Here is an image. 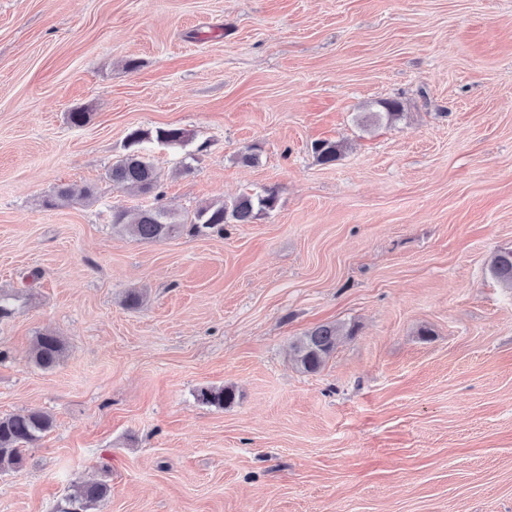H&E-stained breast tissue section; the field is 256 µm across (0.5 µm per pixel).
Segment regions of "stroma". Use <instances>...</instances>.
<instances>
[{
    "label": "stroma",
    "mask_w": 512,
    "mask_h": 512,
    "mask_svg": "<svg viewBox=\"0 0 512 512\" xmlns=\"http://www.w3.org/2000/svg\"><path fill=\"white\" fill-rule=\"evenodd\" d=\"M386 99L404 118L366 120ZM158 127L189 135L149 145L158 194L114 187ZM64 184L91 199L45 208ZM265 186L276 209L220 234L107 218ZM510 247L512 0H0V416L54 418L0 512L77 480L109 483L97 512H512ZM331 322L357 333L301 372L290 341ZM312 150L320 164L333 165L342 157L343 145L338 141L319 140L314 143ZM490 272L505 288L512 289V249H501L495 252L490 264ZM66 352V344L61 336L53 333H39L33 344L32 360L42 369H51L59 364ZM197 400L207 406L222 408L234 404L237 398L236 389L232 386H203L198 388Z\"/></svg>",
    "instance_id": "35a3bbf8"
}]
</instances>
